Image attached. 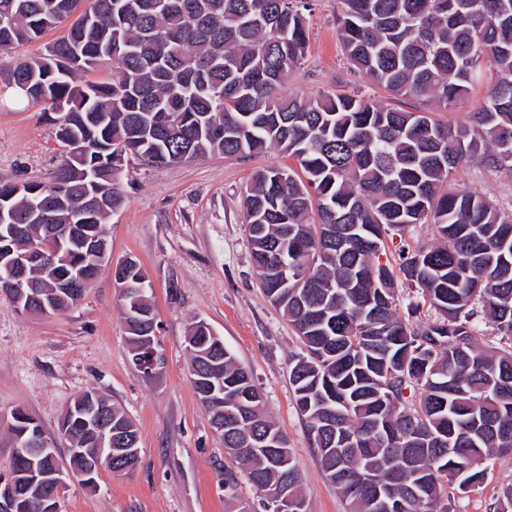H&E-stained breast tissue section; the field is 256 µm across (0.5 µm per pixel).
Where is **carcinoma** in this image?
Listing matches in <instances>:
<instances>
[{
  "label": "carcinoma",
  "mask_w": 512,
  "mask_h": 512,
  "mask_svg": "<svg viewBox=\"0 0 512 512\" xmlns=\"http://www.w3.org/2000/svg\"><path fill=\"white\" fill-rule=\"evenodd\" d=\"M79 0H0V48L39 39L67 21ZM313 0H90L66 36L4 75L22 98L59 113L66 160L47 183L0 185V205L18 224L45 216L31 236L74 227L108 250L107 219L125 199L114 156L163 166L210 154L248 157L270 147L298 164L253 173L244 219L259 283L294 327L305 354L290 382L322 471L349 512H373L370 483L389 485L402 512H448L442 490L461 493L458 465L479 486L484 463L512 452V213L448 183L468 162L512 173V0H336V29L356 72L404 99L461 107L485 95L466 127L424 110L387 108L355 92L314 99L277 96L305 57L304 11ZM112 61V81L78 76ZM317 216V223L310 221ZM429 223L442 240L404 258L401 278L380 264L384 239ZM97 275L98 255L66 253L53 267L28 266L23 289L64 311L55 281L74 268ZM421 290L438 312L421 329L398 315V283ZM499 342H474L482 322ZM130 350L145 328L126 325ZM188 335L208 357L190 355L194 389H216L224 450L260 492L288 483L304 512L299 472L286 453L257 440L282 431L252 376L200 321ZM419 390L416 405L405 391ZM69 423L67 464L81 469L97 439ZM114 435L139 440L125 414L103 399ZM51 492L31 490L27 512Z\"/></svg>",
  "instance_id": "obj_1"
}]
</instances>
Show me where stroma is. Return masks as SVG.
<instances>
[{
	"mask_svg": "<svg viewBox=\"0 0 512 512\" xmlns=\"http://www.w3.org/2000/svg\"><path fill=\"white\" fill-rule=\"evenodd\" d=\"M335 7L336 0H314L307 55L285 77L281 95L313 98L352 89L388 108H416V101L396 99L353 72L336 35ZM57 127L54 113L13 99L0 82V181H49L66 156ZM290 163L273 148L169 166L124 163L117 178L125 203L107 224L109 264L82 300L35 317L0 296V475H9L13 462L7 433L13 410L23 409L56 438L64 459L68 442L58 436V421L76 396L94 390L136 426L140 461L127 473L101 470L93 490L69 476L63 512H254L259 493L247 480H240L234 504L225 502L224 471L234 462L190 382L185 339L190 324L201 320L252 375L268 416L287 436L300 468L305 512H349L324 476L296 407L289 372L302 344L258 285L243 219L252 173ZM450 183L512 213V173L468 164L453 171ZM438 242L434 225L418 224L389 236L380 261L395 271L409 250ZM129 258L148 275L160 321L166 367L151 380L131 361L119 313L113 268ZM511 484L512 455L498 456L488 462L481 487L456 494L450 508L491 512Z\"/></svg>",
	"mask_w": 512,
	"mask_h": 512,
	"instance_id": "stroma-1",
	"label": "stroma"
}]
</instances>
